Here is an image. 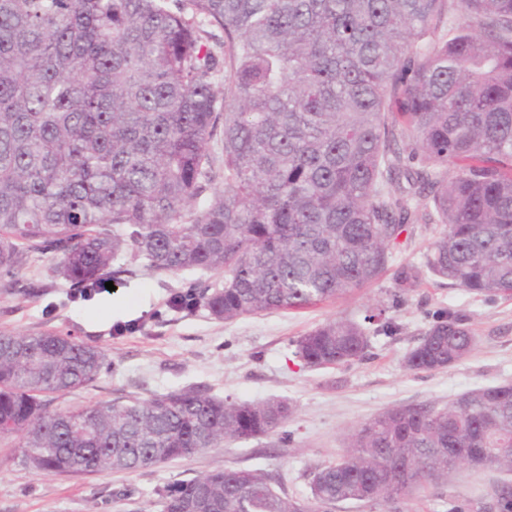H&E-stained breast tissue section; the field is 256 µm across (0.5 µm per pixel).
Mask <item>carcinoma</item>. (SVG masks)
<instances>
[{"instance_id":"cac0c4a2","label":"carcinoma","mask_w":512,"mask_h":512,"mask_svg":"<svg viewBox=\"0 0 512 512\" xmlns=\"http://www.w3.org/2000/svg\"><path fill=\"white\" fill-rule=\"evenodd\" d=\"M418 220L443 230L423 267L395 272L394 297L424 269L512 293V0H0V288L33 294L20 273L38 252L85 294L128 251L154 273L217 276L168 305L232 321L364 287ZM386 312L323 323L294 356L360 360L370 336L398 330ZM475 344L440 310L404 365L447 369ZM104 362L68 334L1 331L0 441L19 439L35 471L135 472L268 434L291 411L201 388L49 409ZM460 398L464 409L400 406L356 427L310 500L237 468L155 494L163 512H404L465 461L512 473V383ZM493 510L512 512V482Z\"/></svg>"}]
</instances>
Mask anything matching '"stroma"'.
I'll list each match as a JSON object with an SVG mask.
<instances>
[{
  "label": "stroma",
  "mask_w": 512,
  "mask_h": 512,
  "mask_svg": "<svg viewBox=\"0 0 512 512\" xmlns=\"http://www.w3.org/2000/svg\"><path fill=\"white\" fill-rule=\"evenodd\" d=\"M437 224H412L392 248L391 269L376 281L332 302L303 310L262 312L232 322L212 319L205 310L169 309L170 294L192 280L189 272L155 274L124 255L113 290L92 300H70L68 283L53 271L50 256L36 254L24 275L40 279L35 295L0 288V331H63L102 348L105 368L85 389L56 397L53 409L74 407L190 387L242 401L284 399L294 412L283 432L235 441L192 457L134 472L108 471L64 478L25 467L13 444H0V512H161L156 488L225 467L261 469L284 477L289 496L310 495L317 467L336 461L358 424L398 406H448L478 386L512 383V294L484 296L450 287L423 274L395 312L401 326L392 337L372 338L364 359L308 368L293 356V343L314 327L341 316H362L369 305H390L392 271L422 266ZM139 303L121 313L112 304L130 293ZM452 310L473 329L477 344L452 368L406 370L413 349L437 310ZM289 442H282V434ZM496 468L451 470L447 480L427 485L406 504L408 512H446L459 497L490 501L495 484L506 480Z\"/></svg>",
  "instance_id": "1"
}]
</instances>
